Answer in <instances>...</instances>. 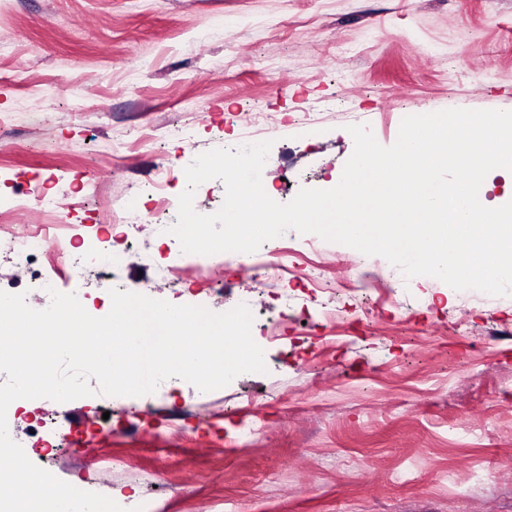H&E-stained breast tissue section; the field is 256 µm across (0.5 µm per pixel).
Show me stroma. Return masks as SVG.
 <instances>
[{"mask_svg":"<svg viewBox=\"0 0 512 512\" xmlns=\"http://www.w3.org/2000/svg\"><path fill=\"white\" fill-rule=\"evenodd\" d=\"M319 106L331 131L301 124ZM512 111V0H0V197L48 190L94 222L110 187L130 207L161 165L243 139L249 113L275 124L262 170L272 199L330 189L354 149L348 128L392 145L401 121L445 109ZM187 125L189 139L165 137ZM123 263L29 266L0 251V290L39 309L85 281L87 312L106 315L110 289L216 313L252 301L266 370L204 392L179 379L153 394L78 398L8 410L31 444L36 417L58 433L106 420L112 434L32 456L80 490L136 487L122 507L155 512H512V295L406 278L380 256L287 230L327 291L311 281L264 284L250 265L204 283L170 282L141 252L177 259L166 225L130 232ZM310 312L278 335L283 307ZM342 311L326 324L323 310ZM266 430L242 446L238 425ZM123 458L109 469L103 457Z\"/></svg>","mask_w":512,"mask_h":512,"instance_id":"35a3bbf8","label":"stroma"}]
</instances>
